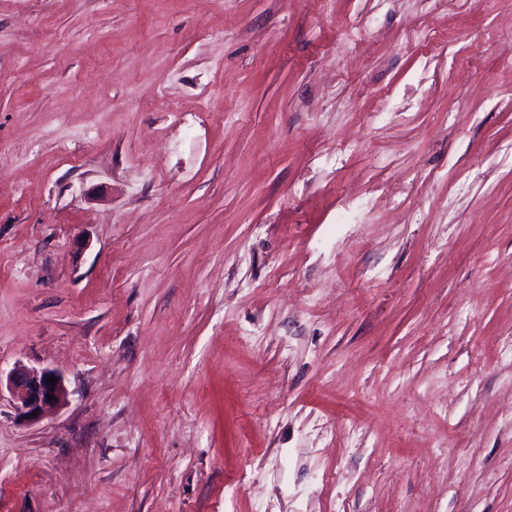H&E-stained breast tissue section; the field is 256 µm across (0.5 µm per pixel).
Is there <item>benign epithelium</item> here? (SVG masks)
Here are the masks:
<instances>
[{"instance_id": "1", "label": "benign epithelium", "mask_w": 512, "mask_h": 512, "mask_svg": "<svg viewBox=\"0 0 512 512\" xmlns=\"http://www.w3.org/2000/svg\"><path fill=\"white\" fill-rule=\"evenodd\" d=\"M57 378L51 385L47 377ZM6 387L11 393L19 417L36 422L52 412L66 398L67 391L62 374L52 369L33 370L16 366L6 376ZM54 399H47V395Z\"/></svg>"}]
</instances>
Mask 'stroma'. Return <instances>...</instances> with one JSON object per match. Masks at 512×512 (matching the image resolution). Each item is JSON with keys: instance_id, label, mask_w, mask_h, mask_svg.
<instances>
[{"instance_id": "obj_1", "label": "stroma", "mask_w": 512, "mask_h": 512, "mask_svg": "<svg viewBox=\"0 0 512 512\" xmlns=\"http://www.w3.org/2000/svg\"><path fill=\"white\" fill-rule=\"evenodd\" d=\"M512 0H0V512H512ZM47 376L57 378L54 387H50ZM6 387L13 397L18 416L27 422L39 421L67 396L62 374L52 369L39 371L15 366L6 376ZM47 394L54 395L51 402H48ZM34 411H37L36 416H33Z\"/></svg>"}]
</instances>
